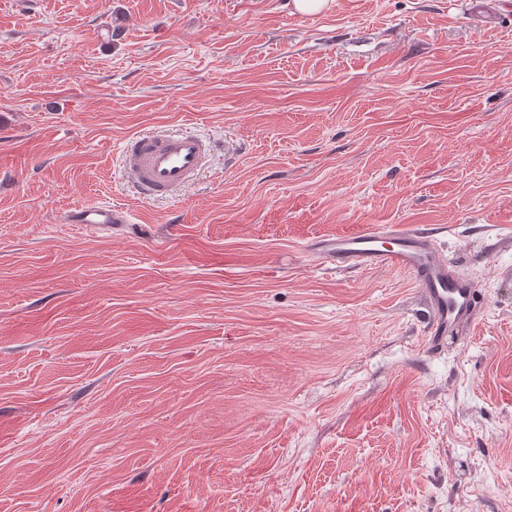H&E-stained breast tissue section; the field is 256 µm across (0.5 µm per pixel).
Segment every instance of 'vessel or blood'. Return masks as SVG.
I'll return each mask as SVG.
<instances>
[{"label": "vessel or blood", "mask_w": 512, "mask_h": 512, "mask_svg": "<svg viewBox=\"0 0 512 512\" xmlns=\"http://www.w3.org/2000/svg\"><path fill=\"white\" fill-rule=\"evenodd\" d=\"M212 152L207 139L192 133L139 134L125 144L122 167L139 194L151 198L191 185ZM62 221L108 229L129 223L130 215L119 205L88 204L66 211ZM309 251L321 263L339 268L387 267L413 273L430 313V347L442 345L475 322L478 301L472 286L437 253L434 236L425 226H371L316 239Z\"/></svg>", "instance_id": "obj_1"}]
</instances>
